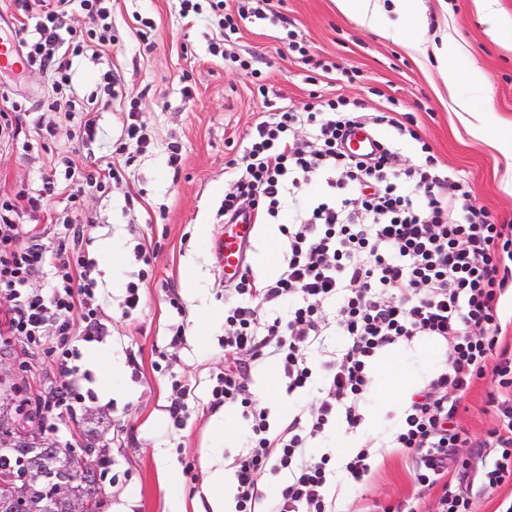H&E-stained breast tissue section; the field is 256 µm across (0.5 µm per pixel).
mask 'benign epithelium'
<instances>
[{"label": "benign epithelium", "mask_w": 512, "mask_h": 512, "mask_svg": "<svg viewBox=\"0 0 512 512\" xmlns=\"http://www.w3.org/2000/svg\"><path fill=\"white\" fill-rule=\"evenodd\" d=\"M18 441L30 446L37 456V464L0 480L10 500H26L34 486L54 478L56 496L67 503L68 512H91V502L79 494L89 463L86 452L78 453L58 441L51 443L44 439V432L40 429L25 428L14 418L9 400L1 396L0 447L7 448Z\"/></svg>", "instance_id": "benign-epithelium-1"}]
</instances>
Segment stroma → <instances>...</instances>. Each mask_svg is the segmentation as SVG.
I'll use <instances>...</instances> for the list:
<instances>
[{"label":"stroma","mask_w":512,"mask_h":512,"mask_svg":"<svg viewBox=\"0 0 512 512\" xmlns=\"http://www.w3.org/2000/svg\"><path fill=\"white\" fill-rule=\"evenodd\" d=\"M426 21L421 31L401 27L385 37L359 19L341 14L334 0H269V10L291 23L307 56L288 49L280 27L258 22L240 27L226 44L225 56L213 55L218 19L181 18L178 0H112V27L118 37L110 62L120 76L117 96L100 108V134L89 152L107 161L120 140L130 101H137L150 146L131 153L124 182L107 193H87L83 212L95 261L98 287L93 305L107 334L82 346L79 363L90 376L89 395L77 417H62L54 441L92 449L93 460L109 467L99 478V512H212L223 501L233 507V487L217 481L229 456L242 448L247 430L240 417L211 408L212 378L224 369L223 318L211 321L196 340L201 313L224 309V280L214 242L224 229L220 207L229 184V163L238 158L266 100L303 107L311 94H341L361 101L366 110H382L395 100L410 113L413 127L449 174L465 178L474 203L486 207L498 223L512 224V0H497L500 25L490 34L480 18V0H422ZM153 29L148 40L143 22ZM455 45L452 66L460 78L449 83L437 52ZM251 58L256 73L233 64ZM353 71L350 80L324 76L320 62ZM47 77L38 71L0 72V92L27 112V146L0 134V198L34 189L54 173L60 152L72 149L74 123L65 113L43 107ZM469 109L459 112L456 100ZM57 130L43 140L39 126ZM420 139V140H421ZM180 159L169 163L171 146ZM154 251L151 264L137 262L136 244ZM139 283L143 305L126 316L121 303L128 282ZM176 291L183 305L175 311L167 294ZM184 326L179 348L169 346L176 326ZM395 364L424 387L446 363V348L428 336L395 346ZM139 374L128 367L129 356ZM0 369L9 375L11 402L43 391L55 376L44 355L24 351L18 342L0 346ZM252 389L260 406L283 421L298 402L281 388L274 362L259 363ZM191 388L182 426H174L167 406L174 381ZM388 376L384 358L372 368L370 393L361 405L358 433L344 426L318 438L316 451L345 456L364 442L387 434L400 418L384 409L381 392ZM491 377L478 380L459 410V423L471 438L483 440L495 425L487 395ZM231 434L218 438L222 424ZM212 468H204L205 460ZM440 487L416 484L409 460L392 448L379 449L371 473L359 487H337V512H364L367 504L396 505L412 498L419 512H438Z\"/></svg>","instance_id":"1"}]
</instances>
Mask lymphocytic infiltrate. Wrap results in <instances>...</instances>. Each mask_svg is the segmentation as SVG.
<instances>
[{
	"label": "lymphocytic infiltrate",
	"mask_w": 512,
	"mask_h": 512,
	"mask_svg": "<svg viewBox=\"0 0 512 512\" xmlns=\"http://www.w3.org/2000/svg\"><path fill=\"white\" fill-rule=\"evenodd\" d=\"M14 0L23 18L15 27L28 69L48 72L47 107L77 117L79 144L94 143L99 105L111 101L118 81L105 71L96 90L84 93L75 78L78 58L107 57L117 38L109 0ZM267 0H243L237 15L223 0H179L181 16L203 8L222 11L221 43L238 33V20L278 23ZM91 26H72L74 9ZM385 125L375 151L356 157L344 143L352 126ZM415 131L396 105L363 112L343 95L295 109L267 101L241 155L232 166L221 210L225 220L252 211L257 223L276 220L286 209L294 219L281 231L285 250L275 277L252 268L224 286V358L210 406L235 410L247 426L244 448L233 459L234 512H258L264 495L259 477L277 478L274 512H333L337 483L360 485L369 472L371 446L336 457L311 454L318 437L336 423L356 429L360 403L371 383L378 353L433 336L448 348L445 368L406 406L384 447L403 451L413 462L416 483L440 487L439 512H469L471 481L492 489L512 477V349L503 341L502 304L512 300V224L495 222L470 200L467 180L441 170L428 145L401 165L399 144ZM64 175L43 178L38 188L0 202V303L6 305L5 333L26 345L45 346L63 378L40 424L55 427L61 416H77L85 400L87 373L78 361L81 345L99 341L103 324L88 304L96 280L84 242L87 223L80 197L85 188L105 189L124 180L114 162L91 165L62 159ZM58 204L69 218L54 244L44 235L12 234L9 221L23 210L37 213ZM44 288L32 285L38 273ZM266 315H258L257 306ZM54 326L47 339L46 326ZM346 338L337 352L314 355L329 327ZM275 358L288 396H310L286 423L271 424L257 406L249 381L255 363ZM497 384L487 403L496 425L485 445L497 453L478 475L459 463L455 451L473 447L457 421L461 401L477 380Z\"/></svg>",
	"instance_id": "1"
}]
</instances>
